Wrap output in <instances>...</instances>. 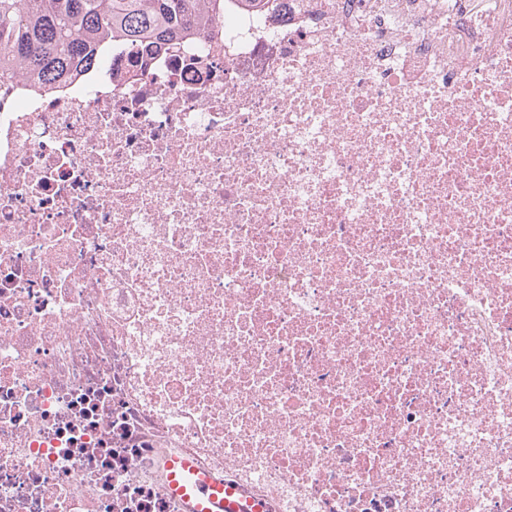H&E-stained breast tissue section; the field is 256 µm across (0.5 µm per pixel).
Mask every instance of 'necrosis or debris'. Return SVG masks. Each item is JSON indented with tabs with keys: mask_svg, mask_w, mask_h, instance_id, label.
I'll list each match as a JSON object with an SVG mask.
<instances>
[{
	"mask_svg": "<svg viewBox=\"0 0 512 512\" xmlns=\"http://www.w3.org/2000/svg\"><path fill=\"white\" fill-rule=\"evenodd\" d=\"M0 79V512H512V0H224ZM168 489L180 500L183 512H266L265 506L247 500L213 480L190 457H174L166 464Z\"/></svg>",
	"mask_w": 512,
	"mask_h": 512,
	"instance_id": "necrosis-or-debris-1",
	"label": "necrosis or debris"
}]
</instances>
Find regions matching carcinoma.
<instances>
[{"mask_svg": "<svg viewBox=\"0 0 512 512\" xmlns=\"http://www.w3.org/2000/svg\"><path fill=\"white\" fill-rule=\"evenodd\" d=\"M223 7L224 0H0V78L21 63L31 87L49 93L116 38L137 76L152 55L179 48Z\"/></svg>", "mask_w": 512, "mask_h": 512, "instance_id": "carcinoma-1", "label": "carcinoma"}]
</instances>
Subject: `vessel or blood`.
Returning a JSON list of instances; mask_svg holds the SVG:
<instances>
[{"mask_svg": "<svg viewBox=\"0 0 512 512\" xmlns=\"http://www.w3.org/2000/svg\"><path fill=\"white\" fill-rule=\"evenodd\" d=\"M166 470L169 492L182 502L184 512H266L259 502L248 500L214 481L192 458H172Z\"/></svg>", "mask_w": 512, "mask_h": 512, "instance_id": "obj_1", "label": "vessel or blood"}]
</instances>
